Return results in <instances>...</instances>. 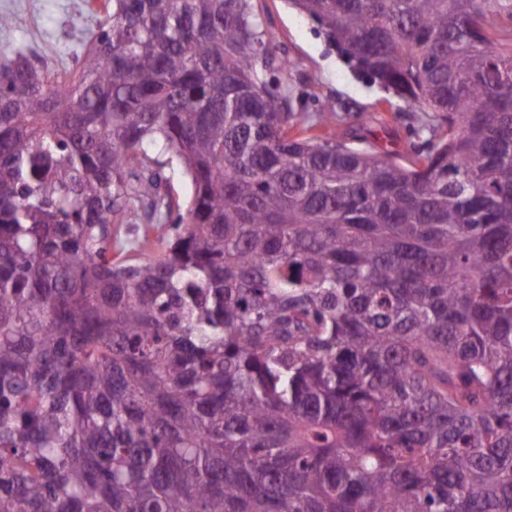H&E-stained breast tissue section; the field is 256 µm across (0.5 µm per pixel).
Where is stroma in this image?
<instances>
[{
    "instance_id": "stroma-1",
    "label": "stroma",
    "mask_w": 512,
    "mask_h": 512,
    "mask_svg": "<svg viewBox=\"0 0 512 512\" xmlns=\"http://www.w3.org/2000/svg\"><path fill=\"white\" fill-rule=\"evenodd\" d=\"M257 6L274 46L291 62L288 73L269 81L293 84L305 117L334 103L331 130L356 132L380 153L409 152L415 128L429 121V113L409 111L403 101L385 99L376 86L356 78L288 0H258ZM104 14L101 0H0V50L40 56L58 74L75 72L83 54L78 38L93 36Z\"/></svg>"
}]
</instances>
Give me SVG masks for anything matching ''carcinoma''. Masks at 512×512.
Instances as JSON below:
<instances>
[{
    "instance_id": "obj_1",
    "label": "carcinoma",
    "mask_w": 512,
    "mask_h": 512,
    "mask_svg": "<svg viewBox=\"0 0 512 512\" xmlns=\"http://www.w3.org/2000/svg\"><path fill=\"white\" fill-rule=\"evenodd\" d=\"M110 2L71 81L0 53V512H512V9L292 0L435 113L401 163L253 0ZM165 228H161L158 231H154L151 234L152 246L142 248L138 246L134 249V245L125 246L124 252H122L125 258L136 260L138 258L143 259L147 255H157L159 253L160 243L158 242V238L164 236L166 239H171L174 231L171 229V224H167Z\"/></svg>"
}]
</instances>
